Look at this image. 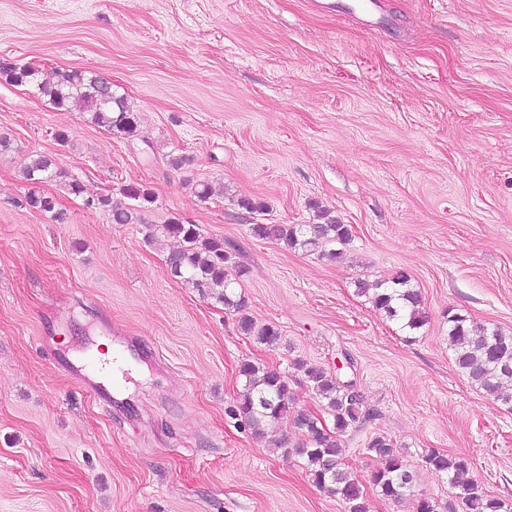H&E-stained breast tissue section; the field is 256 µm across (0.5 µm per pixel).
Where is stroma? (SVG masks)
<instances>
[{
    "label": "stroma",
    "mask_w": 512,
    "mask_h": 512,
    "mask_svg": "<svg viewBox=\"0 0 512 512\" xmlns=\"http://www.w3.org/2000/svg\"><path fill=\"white\" fill-rule=\"evenodd\" d=\"M374 13L377 29L311 0H0V62L111 80L141 133L0 76V512H347L306 459L227 413L249 361L323 414L299 360L354 381L375 412L341 438L369 512H412L368 484L376 433L439 512L463 508L431 449L512 506V410L448 345L452 312L512 335V0ZM39 153L60 223L26 203ZM130 184L153 201L140 223H113L96 201L125 202ZM320 207L352 232L339 258L251 231L316 223ZM172 217L231 245L244 314L275 324L276 343L171 276L177 240L145 234ZM398 271L429 316L411 340L357 292ZM103 339L133 368L106 399L91 386L111 368L84 365Z\"/></svg>",
    "instance_id": "obj_1"
}]
</instances>
